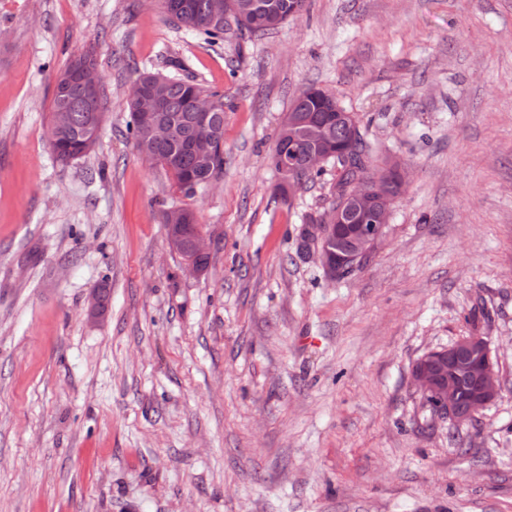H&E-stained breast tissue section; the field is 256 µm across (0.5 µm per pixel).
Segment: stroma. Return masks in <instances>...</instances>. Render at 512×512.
I'll use <instances>...</instances> for the list:
<instances>
[{
	"instance_id": "35a3bbf8",
	"label": "stroma",
	"mask_w": 512,
	"mask_h": 512,
	"mask_svg": "<svg viewBox=\"0 0 512 512\" xmlns=\"http://www.w3.org/2000/svg\"><path fill=\"white\" fill-rule=\"evenodd\" d=\"M83 52L106 117L63 164L54 87ZM177 63L226 103L224 171L192 196L128 131L138 75ZM310 86L409 168L382 244L332 281L292 232L335 171L274 191ZM473 333L504 389L457 429L411 367ZM0 512H512V0H308L215 47L155 0H0ZM195 227V231L190 239V243L188 245L189 254L186 255L183 263V270L186 273L192 275H199L207 270V266L209 263L208 250L209 245L206 237L202 233L199 224H193ZM207 256L205 259L201 261L200 259Z\"/></svg>"
}]
</instances>
